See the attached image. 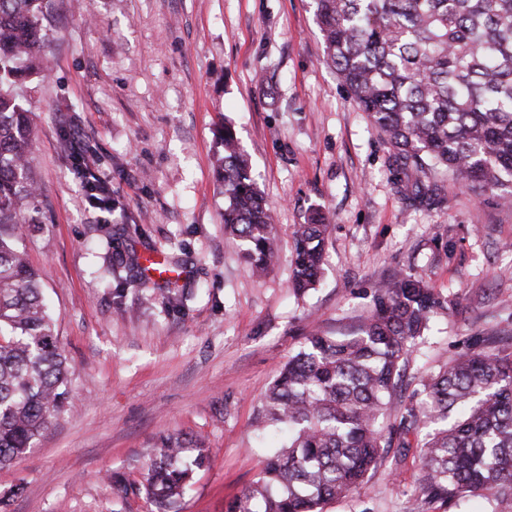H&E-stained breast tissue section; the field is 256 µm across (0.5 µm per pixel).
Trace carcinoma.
Listing matches in <instances>:
<instances>
[{"label": "carcinoma", "mask_w": 512, "mask_h": 512, "mask_svg": "<svg viewBox=\"0 0 512 512\" xmlns=\"http://www.w3.org/2000/svg\"><path fill=\"white\" fill-rule=\"evenodd\" d=\"M324 59L396 153L412 195L437 190L442 172L512 203V0H312ZM45 0H0V467L21 459L68 405V359L46 306L40 273L26 258L40 188L31 176L33 128L23 89L46 76ZM93 207L120 201L93 164L60 136ZM217 169L224 224L245 242L259 275L277 253L266 205L232 125L220 135ZM329 225L313 215L294 235L291 284L315 288ZM124 287L143 276L136 256H116ZM448 309L421 277L397 273L375 288L363 324L342 336L314 334L262 399L257 428L279 426L288 443L227 512H322L365 484L384 449L413 448L417 473L405 512H448L480 496L487 512H512V347L486 336L418 380L401 385L435 316ZM209 450L183 434L159 438L144 482L112 481L113 495L142 494L150 512H178L193 468Z\"/></svg>", "instance_id": "cac0c4a2"}]
</instances>
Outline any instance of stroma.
Instances as JSON below:
<instances>
[{
    "label": "stroma",
    "mask_w": 512,
    "mask_h": 512,
    "mask_svg": "<svg viewBox=\"0 0 512 512\" xmlns=\"http://www.w3.org/2000/svg\"><path fill=\"white\" fill-rule=\"evenodd\" d=\"M45 25L48 76L28 89L42 196L24 245L58 320L70 405L0 468V512H146L113 495L112 477L140 482L172 433L210 453L179 512H226L283 440L253 428L279 369L308 336L357 327L398 271L455 303L417 347L405 391L470 337L512 345V205L441 175L435 200L402 195L393 148L323 62L311 0H48ZM227 122L275 213L280 250L261 279L224 230ZM64 132L124 211L88 204ZM315 210L330 226L323 272L297 295L293 232ZM127 250L179 260L181 312L153 281L116 288L110 263ZM414 473L386 454L324 512H403Z\"/></svg>",
    "instance_id": "obj_1"
}]
</instances>
